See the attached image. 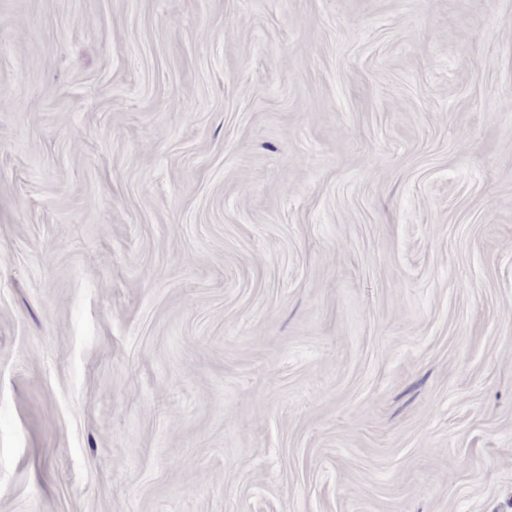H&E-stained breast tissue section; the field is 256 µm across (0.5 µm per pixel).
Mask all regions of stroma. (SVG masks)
Returning <instances> with one entry per match:
<instances>
[{"mask_svg": "<svg viewBox=\"0 0 512 512\" xmlns=\"http://www.w3.org/2000/svg\"><path fill=\"white\" fill-rule=\"evenodd\" d=\"M0 512H512V0H0Z\"/></svg>", "mask_w": 512, "mask_h": 512, "instance_id": "stroma-1", "label": "stroma"}]
</instances>
